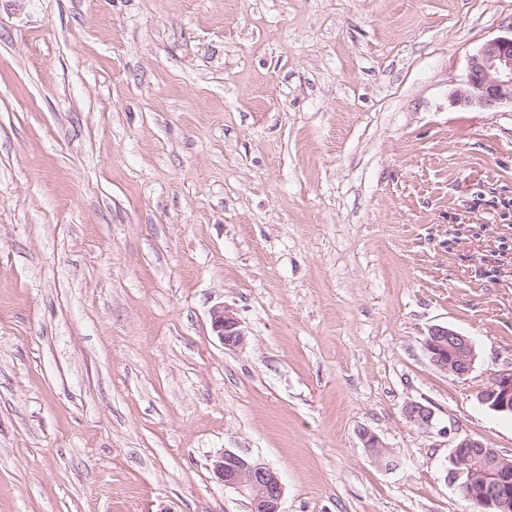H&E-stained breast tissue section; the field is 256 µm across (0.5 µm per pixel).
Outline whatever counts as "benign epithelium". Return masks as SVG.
Returning <instances> with one entry per match:
<instances>
[{"label": "benign epithelium", "mask_w": 512, "mask_h": 512, "mask_svg": "<svg viewBox=\"0 0 512 512\" xmlns=\"http://www.w3.org/2000/svg\"><path fill=\"white\" fill-rule=\"evenodd\" d=\"M452 99L457 106L484 110L512 105V36L491 39L470 57L467 80ZM210 316L212 330L224 346L244 344L245 333L233 309L218 305ZM424 349L430 364L451 376L464 379L474 369L477 354L472 339L451 328L431 327ZM477 399L489 410L512 417V365L496 372ZM404 415L419 429L432 425L433 413L421 403L406 404ZM360 436L371 454L386 459L385 446L376 434L363 429ZM212 467L219 482L250 501L251 512H281L284 487L272 468L230 451L219 454ZM446 480L479 512H512V461L477 439L464 438L452 448Z\"/></svg>", "instance_id": "obj_1"}]
</instances>
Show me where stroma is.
Masks as SVG:
<instances>
[{"instance_id": "obj_1", "label": "stroma", "mask_w": 512, "mask_h": 512, "mask_svg": "<svg viewBox=\"0 0 512 512\" xmlns=\"http://www.w3.org/2000/svg\"><path fill=\"white\" fill-rule=\"evenodd\" d=\"M509 34L512 0H0V512H250L225 451L282 512H473L452 447L512 459L477 399L512 364V107L452 95ZM210 316L212 330L225 347L236 348L244 344L246 335L233 309L218 305L212 308ZM429 362L439 371L459 379L473 371L477 354L472 339L445 326H433L424 341ZM216 479L250 501L251 512H282L284 487L270 467L225 451L212 463Z\"/></svg>"}]
</instances>
